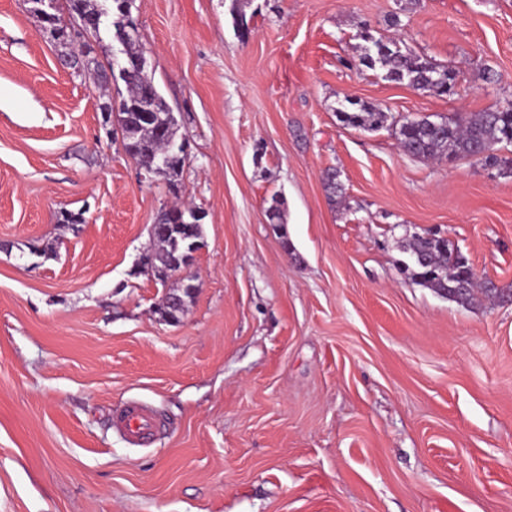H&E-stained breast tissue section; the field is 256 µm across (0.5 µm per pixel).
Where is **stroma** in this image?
<instances>
[{
	"label": "stroma",
	"mask_w": 512,
	"mask_h": 512,
	"mask_svg": "<svg viewBox=\"0 0 512 512\" xmlns=\"http://www.w3.org/2000/svg\"><path fill=\"white\" fill-rule=\"evenodd\" d=\"M133 15L206 213L195 298L166 322L140 271L173 197L99 125L124 83L62 68L27 0H0V512H512V305L437 295L403 250L444 237L512 286V176L408 157L394 129L512 104V0ZM365 27L452 66L455 95L356 63ZM348 99L391 125H344ZM133 399L164 423L150 445L114 428Z\"/></svg>",
	"instance_id": "stroma-1"
}]
</instances>
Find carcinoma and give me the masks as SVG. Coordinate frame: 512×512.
I'll return each mask as SVG.
<instances>
[{"label":"carcinoma","instance_id":"1","mask_svg":"<svg viewBox=\"0 0 512 512\" xmlns=\"http://www.w3.org/2000/svg\"><path fill=\"white\" fill-rule=\"evenodd\" d=\"M53 12L63 17L68 12L71 18L91 20L98 12L101 0H53ZM362 43L357 46L362 65L373 68L377 65L386 70V78L404 82L424 93L436 96L454 93L455 72L440 65L425 55L392 49L389 44L374 38L369 29L360 33ZM80 56L85 69L90 71L97 85L108 87L109 74L113 72L112 61L102 63L93 56V47L83 45ZM126 95L119 102L118 128L132 156L154 172L166 177L173 186L179 181L182 160L173 156L177 144V124L169 123L171 112L163 95L149 77L147 70H141L130 80H124ZM341 121L353 128L378 130L387 121L386 113L365 103L348 101V105L337 109ZM402 151L419 160H441L450 162L484 157L497 167L499 173L512 175V158L497 154L502 147L512 145V105L506 108H488L482 112L457 113L450 119L431 120L424 116L419 119H405L396 131ZM193 207L176 204L158 213L156 223L160 231L153 234L154 251L150 252L157 263L163 264L165 256L177 252L183 237L193 240L202 238L203 229L190 223ZM408 250L414 263L411 274L424 286L438 294H446L448 300L463 307H471L485 298L493 303H512V289L501 288L494 281L479 280L468 272V264L461 252L451 244L439 245L424 236L409 240Z\"/></svg>","mask_w":512,"mask_h":512}]
</instances>
